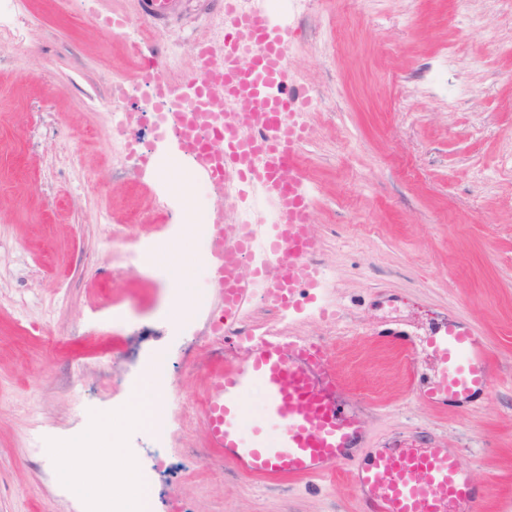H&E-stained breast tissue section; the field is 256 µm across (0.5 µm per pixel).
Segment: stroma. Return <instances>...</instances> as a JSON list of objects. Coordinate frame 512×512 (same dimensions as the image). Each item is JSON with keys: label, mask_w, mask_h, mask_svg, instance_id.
<instances>
[{"label": "stroma", "mask_w": 512, "mask_h": 512, "mask_svg": "<svg viewBox=\"0 0 512 512\" xmlns=\"http://www.w3.org/2000/svg\"><path fill=\"white\" fill-rule=\"evenodd\" d=\"M17 7L30 51L0 39V512H86L75 488L108 484L116 451L153 471L150 512H357L343 472L249 480L207 448L213 339L172 333L167 286L112 237L133 210L134 239L166 242L185 221L154 202L158 160L132 183L103 157L122 91L174 43L180 66L155 77L184 93L220 12L184 0L133 44L105 21L137 26L139 0ZM284 25L288 87L311 94L305 179L327 284L287 317L256 301L245 316L258 334L328 341L372 442L438 438L484 486L481 512H512V14L498 0H315ZM451 316L496 360L463 411L418 396L440 369L427 340ZM159 349L172 385L160 438L125 424L152 404L144 359ZM59 443L100 451L101 467L70 470Z\"/></svg>", "instance_id": "1"}]
</instances>
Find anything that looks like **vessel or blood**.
Instances as JSON below:
<instances>
[{"instance_id":"1","label":"vessel or blood","mask_w":512,"mask_h":512,"mask_svg":"<svg viewBox=\"0 0 512 512\" xmlns=\"http://www.w3.org/2000/svg\"><path fill=\"white\" fill-rule=\"evenodd\" d=\"M183 0H142L143 21L158 25L175 16ZM224 16L234 31L246 32L256 49L253 65L242 69L239 53L224 52V95L247 97L259 134L242 139L224 134V161L201 155L200 176L236 170L243 181L259 185L285 215L283 228L270 239L265 256L243 275L245 242L221 244L211 269L225 317L243 313L254 297L253 286L265 281L277 306L293 304L295 277L314 260L319 246L312 233L309 203L291 183L299 175L296 158L307 130L293 122L309 103L306 94L272 96L273 85L288 83L282 52L283 34L265 13L237 14L234 0H224ZM428 344L441 363L424 398L437 407H467L493 383L494 359L483 337L466 323L451 319L436 329ZM212 358L221 369L206 390L201 418L208 446L241 476L278 481L322 477L344 470L359 512H479L485 498L456 449L435 440L405 442L374 449L367 462L355 457L365 445L361 403L336 366L327 345L295 336L267 335L255 340L227 336L215 342ZM262 385V415L246 422L244 406L255 385Z\"/></svg>"}]
</instances>
